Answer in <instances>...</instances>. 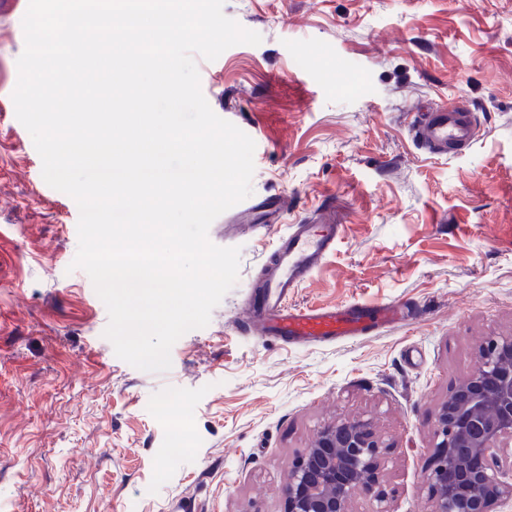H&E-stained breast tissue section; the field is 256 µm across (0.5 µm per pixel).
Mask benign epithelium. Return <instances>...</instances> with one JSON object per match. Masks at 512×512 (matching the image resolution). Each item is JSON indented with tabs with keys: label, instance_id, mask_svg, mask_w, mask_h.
Listing matches in <instances>:
<instances>
[{
	"label": "benign epithelium",
	"instance_id": "1",
	"mask_svg": "<svg viewBox=\"0 0 512 512\" xmlns=\"http://www.w3.org/2000/svg\"><path fill=\"white\" fill-rule=\"evenodd\" d=\"M424 480L431 512H492L512 500V336H489L473 371L435 415ZM386 445L372 424L339 416L318 433L288 473L286 512H349L355 493L384 502Z\"/></svg>",
	"mask_w": 512,
	"mask_h": 512
}]
</instances>
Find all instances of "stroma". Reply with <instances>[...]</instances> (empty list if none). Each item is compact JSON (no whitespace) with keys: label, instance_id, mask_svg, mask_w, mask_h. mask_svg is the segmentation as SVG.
<instances>
[{"label":"stroma","instance_id":"obj_1","mask_svg":"<svg viewBox=\"0 0 512 512\" xmlns=\"http://www.w3.org/2000/svg\"><path fill=\"white\" fill-rule=\"evenodd\" d=\"M0 0V512H284L289 471L341 415L388 451L379 503L429 512L433 422L484 337L512 334V0H225L259 33L198 59L202 92L255 145L251 201L284 197L278 224L229 209L210 241L240 250L238 281L165 372L119 359L108 311L71 264L74 200L42 177L12 93L22 18ZM477 113L471 148L434 156L416 109ZM335 206V250L300 305L400 300L414 322L354 341L257 340L241 320L288 225ZM192 444L170 450L172 423Z\"/></svg>","mask_w":512,"mask_h":512}]
</instances>
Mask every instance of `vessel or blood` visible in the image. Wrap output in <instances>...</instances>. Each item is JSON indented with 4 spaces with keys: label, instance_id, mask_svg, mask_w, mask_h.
<instances>
[{
    "label": "vessel or blood",
    "instance_id": "1",
    "mask_svg": "<svg viewBox=\"0 0 512 512\" xmlns=\"http://www.w3.org/2000/svg\"><path fill=\"white\" fill-rule=\"evenodd\" d=\"M410 132L425 151L445 156L472 145L476 121L467 105L444 101L432 110L414 113ZM341 231V225L331 215L318 223L289 225L287 235L279 237L268 254V274L262 290L245 313L253 336L306 345L366 336L392 325L413 322V315L397 301L318 308L292 303L295 290L335 248Z\"/></svg>",
    "mask_w": 512,
    "mask_h": 512
}]
</instances>
